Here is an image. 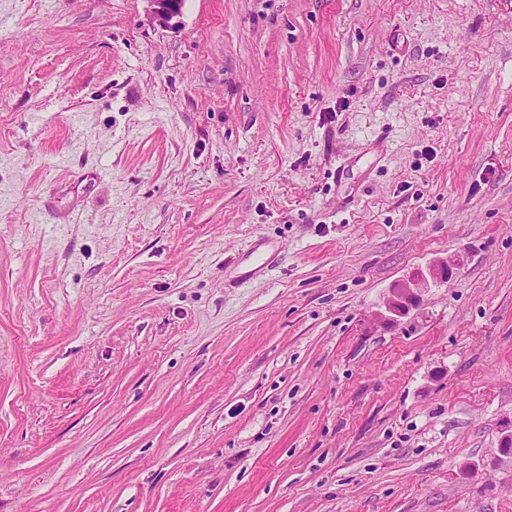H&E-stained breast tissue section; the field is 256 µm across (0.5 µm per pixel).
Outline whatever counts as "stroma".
I'll use <instances>...</instances> for the list:
<instances>
[{
	"instance_id": "1",
	"label": "stroma",
	"mask_w": 512,
	"mask_h": 512,
	"mask_svg": "<svg viewBox=\"0 0 512 512\" xmlns=\"http://www.w3.org/2000/svg\"><path fill=\"white\" fill-rule=\"evenodd\" d=\"M510 420L512 0H0V512H512ZM151 5L153 19L160 25L167 26L180 12L179 0H147ZM457 266L455 260H442L432 266L428 274L419 272L399 282L391 289V295L385 305L386 312L393 320L406 315L420 304L423 293L430 288L431 282L450 280L456 273Z\"/></svg>"
}]
</instances>
